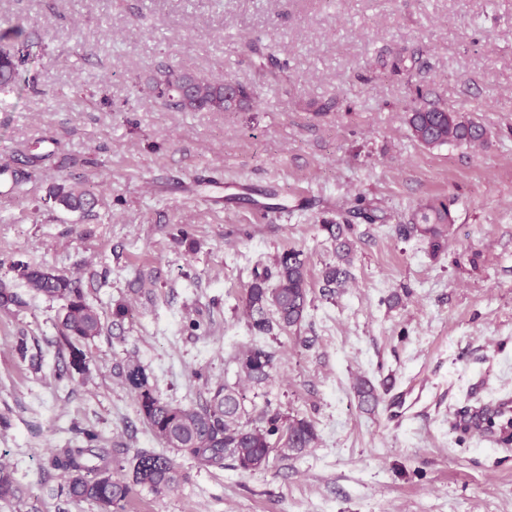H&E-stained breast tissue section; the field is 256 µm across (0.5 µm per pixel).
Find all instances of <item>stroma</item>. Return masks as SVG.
Instances as JSON below:
<instances>
[{"mask_svg":"<svg viewBox=\"0 0 512 512\" xmlns=\"http://www.w3.org/2000/svg\"><path fill=\"white\" fill-rule=\"evenodd\" d=\"M19 22L38 45L0 92V165L23 178L0 190V280L22 298L0 309V461L18 481L0 512H97L61 495L49 458L89 427L121 457L157 447L116 363L138 359L182 405L237 382L252 272L290 248L312 303L264 342L280 411L313 421L315 447L254 474L178 456L189 483L135 488L123 512H512V447L468 425L512 399V0H0V28ZM257 37L286 65L275 86L246 52ZM163 64L256 101L166 108L143 89ZM421 95L485 144L420 146L406 114ZM60 184L92 190L93 211L55 203ZM435 198L453 219L436 255L411 229ZM343 215L352 278L330 296L324 227ZM16 259L80 279L103 315L131 306L120 334L84 345L85 373L58 380L60 304Z\"/></svg>","mask_w":512,"mask_h":512,"instance_id":"1","label":"stroma"}]
</instances>
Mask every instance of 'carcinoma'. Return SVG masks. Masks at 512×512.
Here are the masks:
<instances>
[{
    "label": "carcinoma",
    "instance_id": "carcinoma-1",
    "mask_svg": "<svg viewBox=\"0 0 512 512\" xmlns=\"http://www.w3.org/2000/svg\"><path fill=\"white\" fill-rule=\"evenodd\" d=\"M32 33L20 23L0 30V90L10 88L16 77V62L31 56ZM247 51L258 60L261 78L269 84L281 79L284 65L272 47L259 40L247 43ZM229 78L212 81L176 67H166L149 78L147 94L165 100L166 106L182 112H242L254 101L253 92L242 85L226 91ZM412 136L423 146L434 148L448 144L482 145L485 130L457 112H448L431 103L407 113ZM54 200L70 211H87L96 198L89 190H75L61 184ZM412 229L426 238L432 253L445 248L446 228L452 223L449 206L443 201H428L415 212ZM323 229L334 242L336 262L322 270V292L330 294L352 278L353 243L351 224H325ZM24 285L31 292L61 302L55 327L68 350V362L58 378H72L82 373L86 355L81 344L100 336L105 324L100 311L88 301L80 281L45 266L15 261ZM12 286L0 281V307L20 305ZM311 299L307 270L301 253L288 249L279 254L275 271L254 268L243 310L250 330L257 335L274 329L287 331L305 320ZM239 375L253 387L268 385L277 368L276 353L261 345H251L238 354ZM117 375L135 395L140 414L152 435L166 448L192 458L204 468L222 469L228 465L243 472L268 468L274 459L313 448L317 432L306 419L285 418L273 408L269 393L263 406L248 409L240 384H218L199 407L173 404L164 400L151 384L145 367L128 357L116 365ZM361 407L374 410L380 401L377 388L368 380L356 388ZM83 442L77 447L58 448L52 466L65 475L63 493L72 502H87L98 512H117L137 487L162 494L189 481L175 459L163 452L141 448L129 459L112 457V450L101 445L98 433L82 431ZM13 470L0 464V500L16 496Z\"/></svg>",
    "mask_w": 512,
    "mask_h": 512
}]
</instances>
